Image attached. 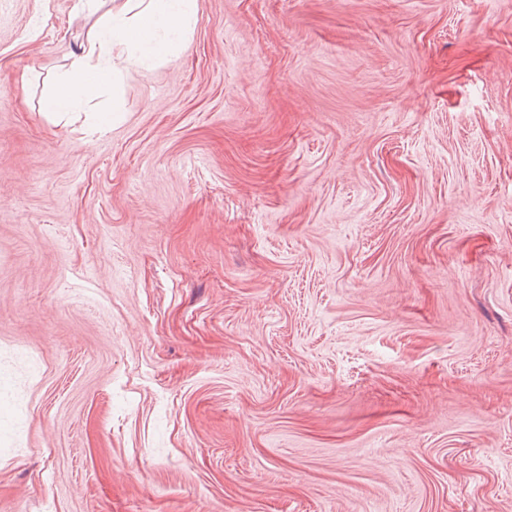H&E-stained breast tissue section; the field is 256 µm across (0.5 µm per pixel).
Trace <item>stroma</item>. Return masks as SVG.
Wrapping results in <instances>:
<instances>
[{"mask_svg":"<svg viewBox=\"0 0 512 512\" xmlns=\"http://www.w3.org/2000/svg\"><path fill=\"white\" fill-rule=\"evenodd\" d=\"M196 18L0 0V512H512V0ZM166 19L177 31H191L195 0H126L121 11L104 14L89 46L72 54L69 68L55 76L45 109L58 114L75 109L94 87L112 78L117 59L136 60V50Z\"/></svg>","mask_w":512,"mask_h":512,"instance_id":"obj_1","label":"stroma"}]
</instances>
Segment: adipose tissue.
<instances>
[{"label": "adipose tissue", "instance_id": "1", "mask_svg": "<svg viewBox=\"0 0 512 512\" xmlns=\"http://www.w3.org/2000/svg\"><path fill=\"white\" fill-rule=\"evenodd\" d=\"M167 19L177 31H191L195 0H125L121 11L104 14L89 46L75 53L69 68L55 76L45 109L58 114L75 109L94 87L112 78L117 60L133 61L137 49Z\"/></svg>", "mask_w": 512, "mask_h": 512}]
</instances>
